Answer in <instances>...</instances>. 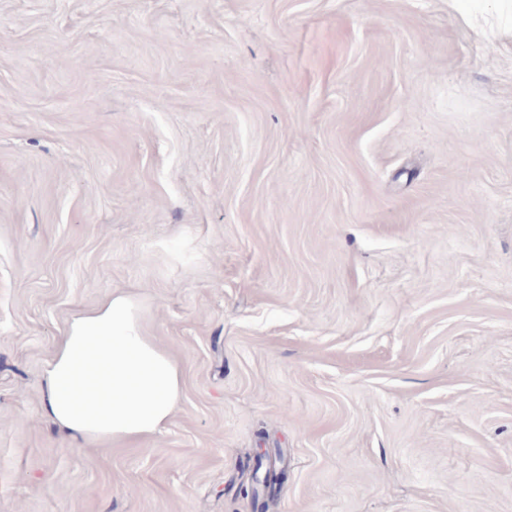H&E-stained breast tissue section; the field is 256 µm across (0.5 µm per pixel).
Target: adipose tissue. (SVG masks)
Listing matches in <instances>:
<instances>
[{"label": "adipose tissue", "mask_w": 512, "mask_h": 512, "mask_svg": "<svg viewBox=\"0 0 512 512\" xmlns=\"http://www.w3.org/2000/svg\"><path fill=\"white\" fill-rule=\"evenodd\" d=\"M42 409L67 437L137 441L169 422L182 391L178 361L145 335L136 300L112 293L75 316L44 372Z\"/></svg>", "instance_id": "ef3b65f1"}]
</instances>
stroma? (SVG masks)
<instances>
[{
  "instance_id": "obj_1",
  "label": "stroma",
  "mask_w": 512,
  "mask_h": 512,
  "mask_svg": "<svg viewBox=\"0 0 512 512\" xmlns=\"http://www.w3.org/2000/svg\"><path fill=\"white\" fill-rule=\"evenodd\" d=\"M115 290L182 395L76 442ZM0 512H512L501 0H0ZM42 409L67 437L137 441L169 422L182 391L178 361L145 335L140 307L112 292L75 316L44 372Z\"/></svg>"
}]
</instances>
